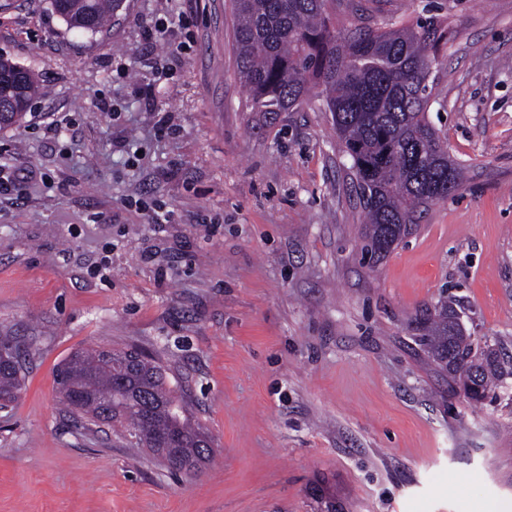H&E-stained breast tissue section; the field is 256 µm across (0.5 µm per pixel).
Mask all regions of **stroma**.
I'll return each mask as SVG.
<instances>
[{"label":"stroma","mask_w":512,"mask_h":512,"mask_svg":"<svg viewBox=\"0 0 512 512\" xmlns=\"http://www.w3.org/2000/svg\"><path fill=\"white\" fill-rule=\"evenodd\" d=\"M334 14L451 30L429 116L465 179L375 263L318 98L250 111L230 0H125L94 35L0 0V53L39 78L0 130L23 175L0 195V336L29 352L0 512H512V378L471 403L419 342L445 298L512 361V0ZM104 346L164 366L211 438L197 476L69 417L56 371Z\"/></svg>","instance_id":"1"}]
</instances>
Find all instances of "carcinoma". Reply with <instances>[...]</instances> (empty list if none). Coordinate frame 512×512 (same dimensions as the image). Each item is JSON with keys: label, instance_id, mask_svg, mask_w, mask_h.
I'll list each match as a JSON object with an SVG mask.
<instances>
[{"label": "carcinoma", "instance_id": "carcinoma-1", "mask_svg": "<svg viewBox=\"0 0 512 512\" xmlns=\"http://www.w3.org/2000/svg\"><path fill=\"white\" fill-rule=\"evenodd\" d=\"M336 0H232L240 80L253 112H288L315 89L332 114L340 152L351 159L353 187L366 218L363 250L394 248L430 204L457 191L463 167L438 151L441 131L429 120V64L448 29L433 17L400 28L360 27L336 35L329 6ZM123 0H88L69 11L51 0L71 29L96 34ZM28 74L14 97L21 111L0 122L20 124L35 96ZM429 359L472 403L512 376L495 345L471 335L448 304L422 327ZM24 351L0 337V404L16 397ZM67 412L94 426L121 428L133 448H145L172 471L189 476L211 459V441L192 421L186 402L168 386L164 367L135 348L78 351L60 366Z\"/></svg>", "mask_w": 512, "mask_h": 512}]
</instances>
